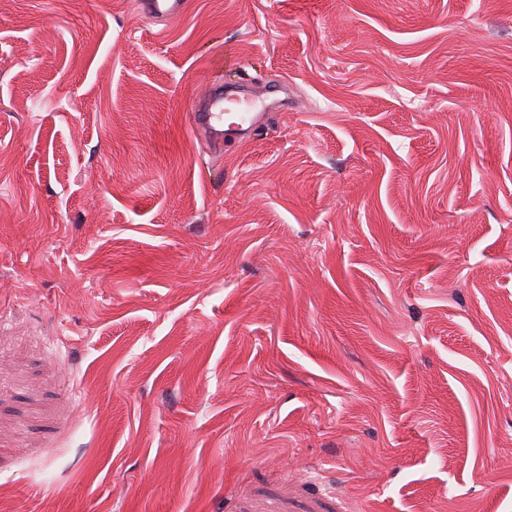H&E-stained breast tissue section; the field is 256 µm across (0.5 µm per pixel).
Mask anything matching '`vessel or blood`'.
<instances>
[{"instance_id": "obj_1", "label": "vessel or blood", "mask_w": 512, "mask_h": 512, "mask_svg": "<svg viewBox=\"0 0 512 512\" xmlns=\"http://www.w3.org/2000/svg\"><path fill=\"white\" fill-rule=\"evenodd\" d=\"M189 4L190 0H134L137 12L156 25L183 16ZM189 123L193 134L219 145L255 137L261 128L254 102L239 82L206 83L196 99Z\"/></svg>"}]
</instances>
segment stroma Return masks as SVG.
Here are the masks:
<instances>
[{"instance_id":"35a3bbf8","label":"stroma","mask_w":512,"mask_h":512,"mask_svg":"<svg viewBox=\"0 0 512 512\" xmlns=\"http://www.w3.org/2000/svg\"><path fill=\"white\" fill-rule=\"evenodd\" d=\"M0 512H512V0H0ZM189 0H135L137 12L149 22L166 25L189 10ZM245 88L246 84L239 82L206 83L196 99L194 112L190 113L192 133L219 145L257 136L262 125L261 112H252L254 101L246 97Z\"/></svg>"}]
</instances>
